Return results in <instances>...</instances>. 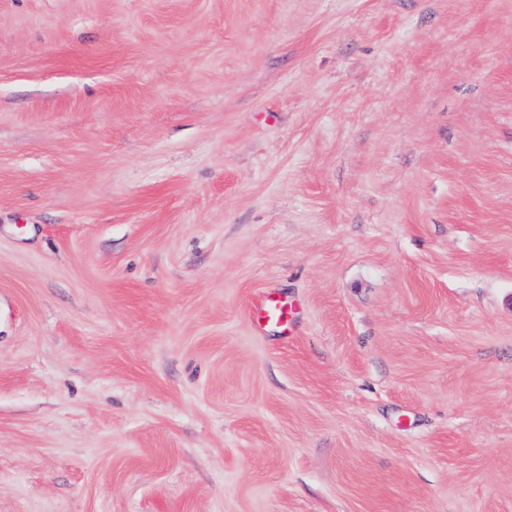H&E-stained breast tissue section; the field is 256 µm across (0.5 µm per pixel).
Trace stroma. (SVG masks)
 I'll use <instances>...</instances> for the list:
<instances>
[{"mask_svg": "<svg viewBox=\"0 0 512 512\" xmlns=\"http://www.w3.org/2000/svg\"><path fill=\"white\" fill-rule=\"evenodd\" d=\"M0 512H512V0H0ZM297 306L277 293H267L253 308V316L260 328L274 326L284 335H291Z\"/></svg>", "mask_w": 512, "mask_h": 512, "instance_id": "1", "label": "stroma"}]
</instances>
